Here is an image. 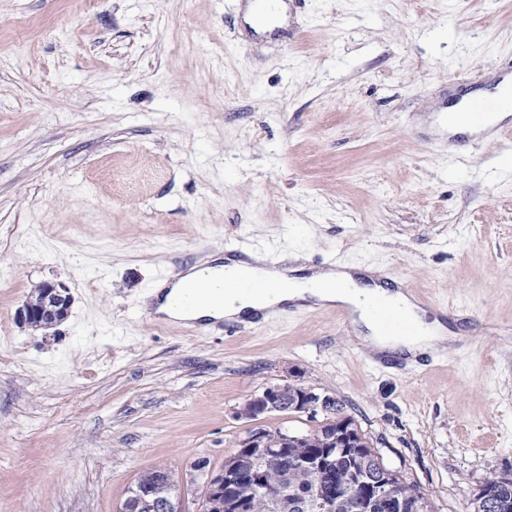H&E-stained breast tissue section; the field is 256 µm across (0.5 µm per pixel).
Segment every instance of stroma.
<instances>
[{"label":"stroma","mask_w":512,"mask_h":512,"mask_svg":"<svg viewBox=\"0 0 512 512\" xmlns=\"http://www.w3.org/2000/svg\"><path fill=\"white\" fill-rule=\"evenodd\" d=\"M0 0V512H120L148 469L183 512L297 381L348 406L433 512L512 470V137L448 146L441 115L512 81V0ZM248 242L371 266L456 339L392 366L331 312L238 333L149 313L157 285ZM55 281L48 333L17 312ZM71 306L72 297L65 286L45 281L27 296L17 317L34 331L48 330L68 318Z\"/></svg>","instance_id":"35a3bbf8"}]
</instances>
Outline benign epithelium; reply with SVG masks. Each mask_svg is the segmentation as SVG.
Listing matches in <instances>:
<instances>
[{
	"mask_svg": "<svg viewBox=\"0 0 512 512\" xmlns=\"http://www.w3.org/2000/svg\"><path fill=\"white\" fill-rule=\"evenodd\" d=\"M71 306L72 297L65 286L45 281L27 296L17 317L20 323L34 331L48 330L68 318ZM334 406V397L287 382L253 395L243 406L242 414L255 419L289 410L297 414L315 416L320 413L325 416ZM328 422L335 425V431L328 439L314 438L298 431H286L274 436L262 428L251 430L245 438L236 442V451L228 456L224 470L207 475L205 491L210 512H255L259 501L266 504L267 512H279L282 502L271 486L267 463L279 457L286 448H295L302 454L298 460V474H312L321 479L316 495L307 494L296 501L295 508L300 512H335L336 503L342 500L337 495V489L347 486L356 489V508L361 512H369L377 502H385L397 512H402L405 499L396 492L398 484L392 481L391 474L385 471L381 477L375 475L373 464H381L380 459L357 452L363 447V435L355 431L343 415L330 417ZM338 450L349 452L353 458V464L346 474L336 471ZM226 485L240 487V493L231 501L224 500ZM134 510L176 512L178 507L141 494Z\"/></svg>",
	"mask_w": 512,
	"mask_h": 512,
	"instance_id": "7a95c632",
	"label": "benign epithelium"
}]
</instances>
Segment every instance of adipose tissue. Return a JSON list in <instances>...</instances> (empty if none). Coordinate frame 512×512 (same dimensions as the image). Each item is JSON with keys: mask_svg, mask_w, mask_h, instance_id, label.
Instances as JSON below:
<instances>
[{"mask_svg": "<svg viewBox=\"0 0 512 512\" xmlns=\"http://www.w3.org/2000/svg\"><path fill=\"white\" fill-rule=\"evenodd\" d=\"M258 278L268 291L262 298L242 294L233 290L218 292L209 306L183 309L174 303L189 289L200 283H214L232 278ZM332 280L344 281V288L329 289ZM402 306L407 312L414 333L408 336H391L383 332L380 325L369 315L366 304L373 297ZM344 306L353 319L358 339L380 354L397 353L417 357L432 352L446 341V328L437 319L427 317L426 310L413 302L404 292L380 284L374 269L359 266L338 270L313 269L302 265H286L280 268H264L234 260L224 264L197 266L181 275L176 281L161 283L153 293V311L173 321L211 318L214 320H241L248 312L264 309H281L291 305Z\"/></svg>", "mask_w": 512, "mask_h": 512, "instance_id": "1", "label": "adipose tissue"}]
</instances>
